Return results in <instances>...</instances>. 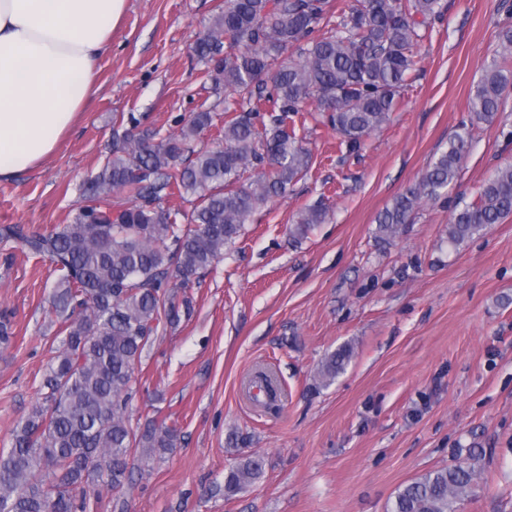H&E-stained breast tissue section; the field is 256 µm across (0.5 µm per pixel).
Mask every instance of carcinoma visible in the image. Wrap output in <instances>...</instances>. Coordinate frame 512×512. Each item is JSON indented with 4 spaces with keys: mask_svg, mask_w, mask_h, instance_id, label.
I'll use <instances>...</instances> for the list:
<instances>
[{
    "mask_svg": "<svg viewBox=\"0 0 512 512\" xmlns=\"http://www.w3.org/2000/svg\"><path fill=\"white\" fill-rule=\"evenodd\" d=\"M331 0H224L194 52L209 77L237 95L224 115L203 110L166 136L112 129V156L88 182V204L50 232L0 227L44 256L60 277L52 304L65 336L43 379L42 401L0 450V512H86L103 490H121L135 472L177 446L176 427L148 421L128 426L134 370L158 325L190 319L193 279L240 236L272 198L303 179L311 150L288 117L315 108L355 151L387 123L408 86L421 28L443 16L441 0H353L336 25L319 32ZM298 51V57L289 54ZM512 27L501 32L499 58L470 98L471 122H490L512 88ZM218 127L220 142L194 150ZM469 142L461 127L448 148L377 217L376 238L388 242L416 208L437 199L459 174ZM124 193L129 204L112 207ZM192 205L190 212L180 204ZM325 200L299 211L290 232L325 222ZM512 215V165L498 169L473 201L457 207L448 242L458 245ZM186 219L183 224L180 219ZM353 350L328 355L318 378L331 384ZM247 455L224 474V497L264 473ZM478 479L475 465L432 470L398 490L391 512H457Z\"/></svg>",
    "mask_w": 512,
    "mask_h": 512,
    "instance_id": "obj_1",
    "label": "carcinoma"
}]
</instances>
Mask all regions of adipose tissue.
<instances>
[{
  "label": "adipose tissue",
  "mask_w": 512,
  "mask_h": 512,
  "mask_svg": "<svg viewBox=\"0 0 512 512\" xmlns=\"http://www.w3.org/2000/svg\"><path fill=\"white\" fill-rule=\"evenodd\" d=\"M126 0H0V179L40 166L94 91Z\"/></svg>",
  "instance_id": "1"
}]
</instances>
